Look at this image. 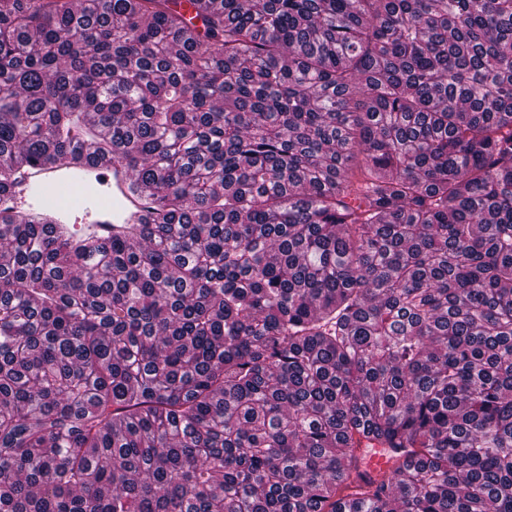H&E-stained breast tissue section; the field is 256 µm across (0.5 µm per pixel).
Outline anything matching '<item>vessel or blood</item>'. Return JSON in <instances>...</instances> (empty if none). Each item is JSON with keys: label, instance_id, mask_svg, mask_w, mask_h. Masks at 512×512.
I'll list each match as a JSON object with an SVG mask.
<instances>
[{"label": "vessel or blood", "instance_id": "1", "mask_svg": "<svg viewBox=\"0 0 512 512\" xmlns=\"http://www.w3.org/2000/svg\"><path fill=\"white\" fill-rule=\"evenodd\" d=\"M89 185L90 190L80 207L88 224L87 231L102 238H111L117 225L140 218L146 211L140 195L129 190V174L118 162L84 166L77 173H61L49 166L31 167L23 176L18 198H35V212L55 225H66L77 209L66 192L73 185ZM365 467L373 474L393 467L396 458L389 449L374 447L364 453Z\"/></svg>", "mask_w": 512, "mask_h": 512}]
</instances>
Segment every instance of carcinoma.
<instances>
[{
	"mask_svg": "<svg viewBox=\"0 0 512 512\" xmlns=\"http://www.w3.org/2000/svg\"><path fill=\"white\" fill-rule=\"evenodd\" d=\"M0 0V512H512V0ZM402 460L376 475L360 448ZM89 185L90 191L82 199L79 211L90 219L85 230L102 238H112L117 224L140 218L146 212L139 194L129 190V174L120 162L85 165L77 173H61L49 166H32L21 179L17 198L37 197L34 214L50 224H70L76 211L70 203L66 188Z\"/></svg>",
	"mask_w": 512,
	"mask_h": 512,
	"instance_id": "obj_1",
	"label": "carcinoma"
}]
</instances>
